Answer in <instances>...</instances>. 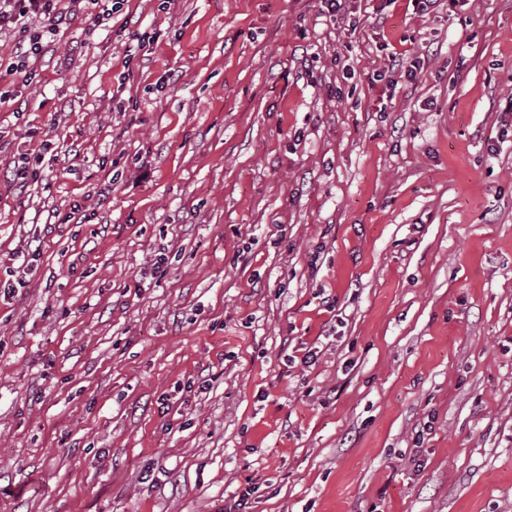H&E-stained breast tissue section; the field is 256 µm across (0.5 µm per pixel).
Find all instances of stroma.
Masks as SVG:
<instances>
[{
  "mask_svg": "<svg viewBox=\"0 0 512 512\" xmlns=\"http://www.w3.org/2000/svg\"><path fill=\"white\" fill-rule=\"evenodd\" d=\"M102 10L0 70V512H512V0Z\"/></svg>",
  "mask_w": 512,
  "mask_h": 512,
  "instance_id": "obj_1",
  "label": "stroma"
}]
</instances>
